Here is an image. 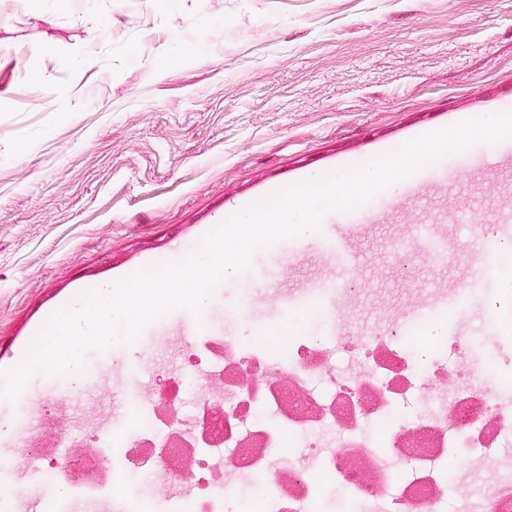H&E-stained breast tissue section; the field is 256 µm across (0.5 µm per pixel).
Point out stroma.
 <instances>
[{
  "label": "stroma",
  "instance_id": "35a3bbf8",
  "mask_svg": "<svg viewBox=\"0 0 512 512\" xmlns=\"http://www.w3.org/2000/svg\"><path fill=\"white\" fill-rule=\"evenodd\" d=\"M494 112H512V0H0V369L83 291L185 258L241 207ZM411 180L423 190L364 205L378 219L351 247L374 261L360 295L340 303L347 330L457 285L462 264H421L408 279L387 254L415 224L435 225L463 258L477 249L455 217L496 224L512 213V139ZM342 224L331 212L311 240L257 251L201 318L178 309L137 344L87 352L81 388L125 396L116 412L98 410L113 436L140 428L141 394L171 367L180 329L247 332L232 313L241 295L276 334L315 333L316 310L278 297L343 277L324 252ZM502 281L489 269L455 317L463 329L490 330L486 303ZM103 359L111 371L98 372ZM52 383L39 373L17 402L0 398V428L40 418ZM29 453L0 437V493L23 480Z\"/></svg>",
  "mask_w": 512,
  "mask_h": 512
}]
</instances>
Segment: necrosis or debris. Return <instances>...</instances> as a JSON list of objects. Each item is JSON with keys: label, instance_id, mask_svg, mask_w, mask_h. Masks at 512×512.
I'll list each match as a JSON object with an SVG mask.
<instances>
[{"label": "necrosis or debris", "instance_id": "4bbe7bcc", "mask_svg": "<svg viewBox=\"0 0 512 512\" xmlns=\"http://www.w3.org/2000/svg\"><path fill=\"white\" fill-rule=\"evenodd\" d=\"M472 236L492 246L470 261V276L450 300L428 298L409 305L411 323L384 319L351 335L337 320L340 299L352 292L366 257L347 263L348 274L332 288L309 289L308 303L321 314L317 335L296 333L280 345L270 326L245 336L204 332L176 353L167 384L146 393L143 429L110 448L100 429L52 438L38 422L19 433L33 448L23 493L43 476L45 459L64 460L80 479L70 502L103 512H240L232 483L259 479L264 512H322L325 487L345 488L361 512H448L445 464L462 475L483 476L470 512H512V467L499 456L512 446V394L495 381L512 372V293L491 311L495 353L487 363L450 371L449 356L474 351L480 337L455 330L428 361L414 352L429 324L427 306L464 309L493 260L512 257V230L504 224L471 225ZM411 267L421 259L453 266L455 247L433 250L413 230L393 252ZM355 354L344 374L335 369L337 343ZM413 403L408 417L399 405ZM384 424L382 434L369 424ZM64 448L73 456L61 457ZM136 476L152 484L149 499L116 494Z\"/></svg>", "mask_w": 512, "mask_h": 512}]
</instances>
